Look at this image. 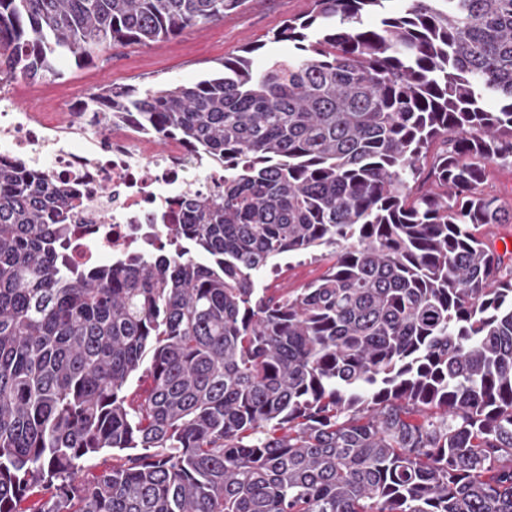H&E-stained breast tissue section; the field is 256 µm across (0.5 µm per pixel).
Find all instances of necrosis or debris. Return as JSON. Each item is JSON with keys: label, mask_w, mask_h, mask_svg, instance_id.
<instances>
[{"label": "necrosis or debris", "mask_w": 512, "mask_h": 512, "mask_svg": "<svg viewBox=\"0 0 512 512\" xmlns=\"http://www.w3.org/2000/svg\"><path fill=\"white\" fill-rule=\"evenodd\" d=\"M150 139L129 113L90 136L73 114L41 120L0 93V161L80 192L82 206L71 224L67 252L75 267L162 245L171 238V204L187 185L208 194L222 184L223 166L209 163L181 139L167 137L160 157L144 152Z\"/></svg>", "instance_id": "1"}]
</instances>
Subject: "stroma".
Listing matches in <instances>:
<instances>
[{"label": "stroma", "instance_id": "obj_1", "mask_svg": "<svg viewBox=\"0 0 512 512\" xmlns=\"http://www.w3.org/2000/svg\"><path fill=\"white\" fill-rule=\"evenodd\" d=\"M309 9V0H246L223 20L187 29L174 38L152 45H117L105 57L83 65L60 61L61 78L17 81L11 84L10 93L28 111L49 117L56 112L75 111L78 104L90 102L101 86H190L224 59L240 55L244 47H255L254 63L258 66L269 57L287 53V43L273 41L272 34L285 21ZM331 264L327 253L317 258L299 256L278 271L261 272L258 284L295 291L319 278Z\"/></svg>", "mask_w": 512, "mask_h": 512}]
</instances>
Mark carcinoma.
<instances>
[{
    "instance_id": "1",
    "label": "carcinoma",
    "mask_w": 512,
    "mask_h": 512,
    "mask_svg": "<svg viewBox=\"0 0 512 512\" xmlns=\"http://www.w3.org/2000/svg\"><path fill=\"white\" fill-rule=\"evenodd\" d=\"M311 2L258 70L100 94L224 162L172 249L75 270L76 191L0 163V512H512V0ZM244 3L0 0V83ZM483 188L512 205V168H491ZM332 248H323L314 253L318 256L316 259L309 255L299 256L281 260V268L276 272H271L267 268L258 276L259 288H271L269 295H281L286 291H296L299 288H305L309 283L319 278L331 264L333 260L330 253ZM323 255V256H321ZM280 288V289H275Z\"/></svg>"
}]
</instances>
